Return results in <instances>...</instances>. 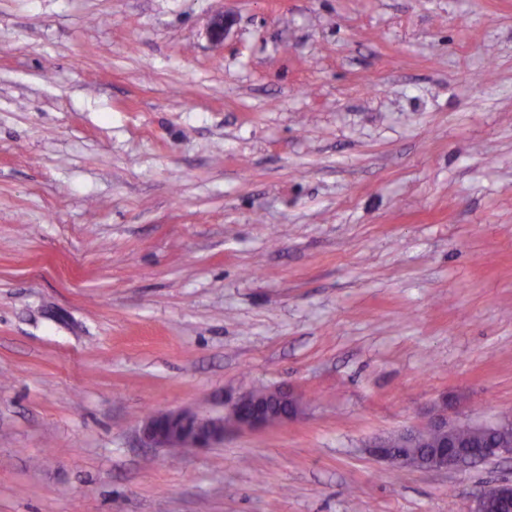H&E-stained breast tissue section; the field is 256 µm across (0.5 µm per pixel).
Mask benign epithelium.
<instances>
[{
  "label": "benign epithelium",
  "mask_w": 512,
  "mask_h": 512,
  "mask_svg": "<svg viewBox=\"0 0 512 512\" xmlns=\"http://www.w3.org/2000/svg\"><path fill=\"white\" fill-rule=\"evenodd\" d=\"M228 17L219 13L210 23L213 41H224ZM271 400L262 401L248 391L220 411L202 413L177 409L152 415L143 421L141 435L149 447L209 448L224 440L230 426L241 430H260L284 424L299 411V400L286 389L270 390ZM470 437H460L461 429ZM398 442L410 453H398L389 439L372 442L367 452L378 460L426 470L462 468L477 461L512 457V415L489 420L448 423V401L431 415L427 429H405ZM492 502L512 503V484L501 482L480 492L473 512H486Z\"/></svg>",
  "instance_id": "1"
}]
</instances>
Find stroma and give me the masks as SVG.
<instances>
[{
	"label": "stroma",
	"mask_w": 512,
	"mask_h": 512,
	"mask_svg": "<svg viewBox=\"0 0 512 512\" xmlns=\"http://www.w3.org/2000/svg\"><path fill=\"white\" fill-rule=\"evenodd\" d=\"M445 399L512 413V0H0V512H471L512 457L366 451ZM272 399L262 401L252 391L240 395L222 411L202 413L177 409L152 415L143 421L141 435L149 447L168 448L175 457L181 448H211L224 440L228 426L260 430L284 424L299 411V400L286 389L270 390ZM226 415L231 421H226Z\"/></svg>",
	"instance_id": "1"
}]
</instances>
